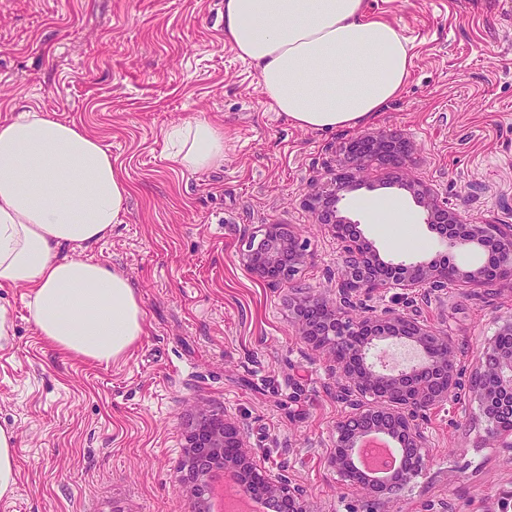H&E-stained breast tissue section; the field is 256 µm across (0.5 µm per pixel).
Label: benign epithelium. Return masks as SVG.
Segmentation results:
<instances>
[{
    "instance_id": "benign-epithelium-1",
    "label": "benign epithelium",
    "mask_w": 512,
    "mask_h": 512,
    "mask_svg": "<svg viewBox=\"0 0 512 512\" xmlns=\"http://www.w3.org/2000/svg\"><path fill=\"white\" fill-rule=\"evenodd\" d=\"M346 161L330 177L309 186L305 201L318 213L340 242L334 298L328 300L296 282L300 269L310 260L300 235L288 224L263 225L261 238H251L242 251L243 266L269 284H286L290 306L301 324V335L310 345L331 355L336 392L346 403V415L336 423L331 466L346 482L368 491L376 499L399 491L418 472L430 447L422 425L426 413L447 402L467 413L474 402L487 421L486 440L512 455V321H506L488 341L476 371L468 382L457 376L459 343L448 333L429 329L417 315L387 310L363 315V298L395 284L420 288L429 294L450 283H465L492 291L512 284V225L467 224L460 233L439 234L448 252L478 251L497 258L496 273L485 266L465 270L444 256L429 262H384L368 241L351 225L337 218L342 192L359 181L364 167L376 160L398 171L411 162L407 141L381 130L351 139L344 147ZM423 204L424 223L438 231L440 225L462 223L456 212L431 198L426 187L413 186ZM392 338L411 345L420 361L409 370L383 373L368 361L373 343ZM389 436L398 441L402 460L395 471L378 483L369 481L356 466L353 451L369 437ZM244 428L227 414L212 411L198 418L187 433V447L204 461L224 463V469L241 477L248 493L256 498L273 497L282 512H309L307 490L284 473L262 466L256 454L244 446Z\"/></svg>"
}]
</instances>
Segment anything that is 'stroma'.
I'll use <instances>...</instances> for the list:
<instances>
[{"mask_svg":"<svg viewBox=\"0 0 512 512\" xmlns=\"http://www.w3.org/2000/svg\"><path fill=\"white\" fill-rule=\"evenodd\" d=\"M413 46L401 95L371 129L402 135L405 181L429 185L468 224H512V0H367ZM224 0H0V119L32 109L95 134L133 186L127 214L93 256L124 273L145 310L143 334L99 365L51 349L24 286L0 289V426L13 431L19 490L0 512H202L188 481L186 434L201 413L241 419L245 443L308 490L311 512H370L329 466L346 406L326 353L300 335L288 288L240 261L265 224L295 225L315 290L336 278L339 245L304 203L333 172L353 129L291 125L265 104L258 75L225 45ZM205 117L224 131V163L175 172L167 128ZM370 164L341 216L394 263L443 247L423 209ZM408 211L416 244H392L373 206ZM461 345L463 377L512 319V287L452 284L420 304ZM418 473L379 512H512V460L485 443L478 411L451 404L423 423Z\"/></svg>","mask_w":512,"mask_h":512,"instance_id":"1","label":"stroma"}]
</instances>
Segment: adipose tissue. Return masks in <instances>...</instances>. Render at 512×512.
<instances>
[{
  "mask_svg": "<svg viewBox=\"0 0 512 512\" xmlns=\"http://www.w3.org/2000/svg\"><path fill=\"white\" fill-rule=\"evenodd\" d=\"M224 43L253 64L269 108L292 125L352 129L398 98L413 55L366 0H224ZM169 169L224 162V133L206 118L170 127ZM133 188L99 138L29 110L0 119V288L29 290L40 336L97 364L124 358L144 308L125 274L89 251L122 223Z\"/></svg>",
  "mask_w": 512,
  "mask_h": 512,
  "instance_id": "obj_1",
  "label": "adipose tissue"
}]
</instances>
